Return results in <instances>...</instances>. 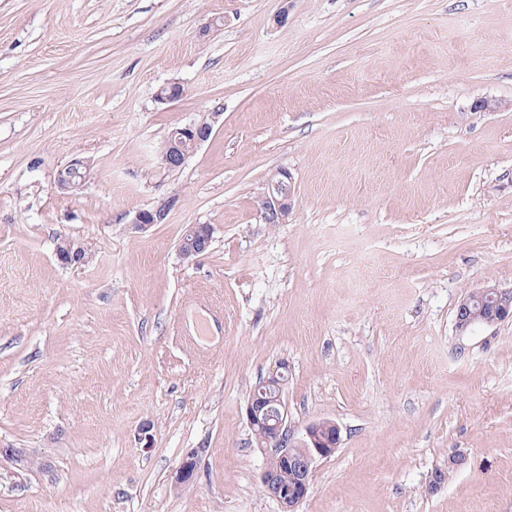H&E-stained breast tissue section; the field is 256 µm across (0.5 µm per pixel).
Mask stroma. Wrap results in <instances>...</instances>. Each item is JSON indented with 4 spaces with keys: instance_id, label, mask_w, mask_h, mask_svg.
Returning a JSON list of instances; mask_svg holds the SVG:
<instances>
[{
    "instance_id": "1",
    "label": "stroma",
    "mask_w": 512,
    "mask_h": 512,
    "mask_svg": "<svg viewBox=\"0 0 512 512\" xmlns=\"http://www.w3.org/2000/svg\"><path fill=\"white\" fill-rule=\"evenodd\" d=\"M487 283L512 288V0H0V448L41 461H0V512H279L245 406L283 360L291 428H341L298 512H512V320L454 324ZM215 117L193 121L173 129L162 144L159 154L161 164L169 169L182 167L190 155L213 131ZM86 165L80 159H74L58 170L56 184L63 191H76L82 186ZM294 181L285 168H278L266 178L257 197V212L263 224H284L292 214ZM171 205V201H165L152 208L138 211L130 221L132 229L135 231H144L153 224L162 223ZM212 227L209 224L191 226L180 242L179 250L183 258L194 260L205 254L212 241ZM88 254L87 248L82 243L65 236L58 239L55 255L62 265L81 267L87 263Z\"/></svg>"
}]
</instances>
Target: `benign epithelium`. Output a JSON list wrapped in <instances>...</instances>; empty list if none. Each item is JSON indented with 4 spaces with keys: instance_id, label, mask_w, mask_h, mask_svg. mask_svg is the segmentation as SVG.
Returning a JSON list of instances; mask_svg holds the SVG:
<instances>
[{
    "instance_id": "1",
    "label": "benign epithelium",
    "mask_w": 512,
    "mask_h": 512,
    "mask_svg": "<svg viewBox=\"0 0 512 512\" xmlns=\"http://www.w3.org/2000/svg\"><path fill=\"white\" fill-rule=\"evenodd\" d=\"M193 121L173 129L162 144L159 154L161 164L169 169L182 167L190 155L213 131L214 117ZM86 165L74 159L58 170L56 184L63 191H76L85 178ZM294 181L285 168H278L266 178L257 197V212L264 224H286L292 214ZM171 202L165 201L135 214L130 221L132 229L144 231L164 221ZM212 241L209 224L191 226L180 242L183 258L194 260L205 254ZM55 255L59 263L81 267L88 261V250L80 242L68 237L58 239ZM512 319V289L487 285L463 295L455 315V327L465 332L477 324L493 325ZM288 380V363L281 362L270 371L250 393L245 416L250 430L256 432L264 447L260 451L266 458L261 476L265 494L277 501L281 512H297V507L307 496L313 465L318 458H328L341 443L340 426L328 419L308 424L304 432L296 434L288 426V410L283 398V389ZM6 458L21 469L37 464L36 459L23 448H0V458ZM196 458L187 454L177 471V483H191Z\"/></svg>"
}]
</instances>
